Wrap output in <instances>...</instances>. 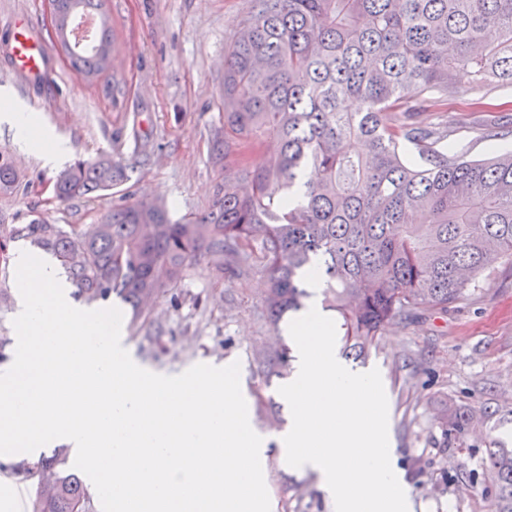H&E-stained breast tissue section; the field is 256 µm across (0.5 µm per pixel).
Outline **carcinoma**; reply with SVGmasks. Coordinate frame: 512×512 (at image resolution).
<instances>
[{
  "label": "carcinoma",
  "mask_w": 512,
  "mask_h": 512,
  "mask_svg": "<svg viewBox=\"0 0 512 512\" xmlns=\"http://www.w3.org/2000/svg\"><path fill=\"white\" fill-rule=\"evenodd\" d=\"M49 38L89 83L109 77L96 49L69 47L58 25L96 13L97 44L112 46L104 0H50ZM224 43V130L213 163L233 174L210 209L178 222L155 201L112 207L70 233L33 220L21 228L53 253L89 303L117 295L142 305L209 257L260 269L262 305L277 324L323 280L325 307L342 318L345 347L366 354L388 327L421 311L448 312L478 276L512 264V153L467 159L418 120L445 112L457 73L472 89L512 87V0H257ZM274 143L259 169L251 156ZM128 166L100 155L54 180V198L102 193ZM21 176L0 153V195ZM286 348L267 368L288 365ZM491 512H512V450L489 452ZM63 451L18 472L37 477L34 512H94Z\"/></svg>",
  "instance_id": "cac0c4a2"
}]
</instances>
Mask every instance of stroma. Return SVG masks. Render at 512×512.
Masks as SVG:
<instances>
[{"instance_id":"obj_1","label":"stroma","mask_w":512,"mask_h":512,"mask_svg":"<svg viewBox=\"0 0 512 512\" xmlns=\"http://www.w3.org/2000/svg\"><path fill=\"white\" fill-rule=\"evenodd\" d=\"M115 38L112 69L125 83L111 98L104 82L85 81L49 44L39 81L19 74L6 42L17 15L43 27L48 0H0V104L34 113L46 133L45 149L66 148L54 163L42 151L23 150L0 118V152L22 175L13 195L0 197V336H13L16 277L11 249L29 245L20 227L39 218L69 230L96 221L113 206L141 199L166 204L171 220L203 212L224 181L210 152L224 125V43L255 0H107ZM459 94L442 121L469 158L491 146L512 150V88L485 91L490 112L475 111L471 78L457 77ZM498 128L489 141L488 125ZM106 152L134 172L102 195L56 201L54 177L76 159ZM265 275L208 260L192 263L177 285L178 303L163 293L140 326L123 319L128 351L151 368L178 372L201 362H239L240 383L256 430L270 436L262 462L275 512H330L315 475L289 468L273 438L285 428L288 405L278 389L291 371L267 372L269 346H293L289 320L271 325L261 314ZM354 371L379 369L387 388L390 434L397 464L416 512H490L494 486L487 464L492 448L512 449V265L480 276L454 311H434L392 325ZM467 421L463 433L445 434L442 414Z\"/></svg>"}]
</instances>
